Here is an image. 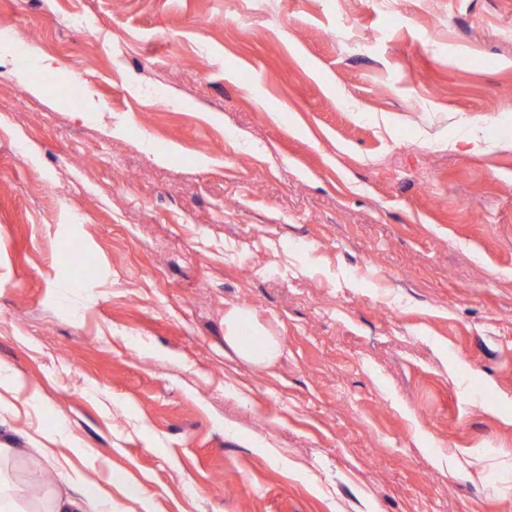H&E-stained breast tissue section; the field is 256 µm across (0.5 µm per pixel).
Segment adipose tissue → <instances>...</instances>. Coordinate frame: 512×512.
<instances>
[{
	"mask_svg": "<svg viewBox=\"0 0 512 512\" xmlns=\"http://www.w3.org/2000/svg\"><path fill=\"white\" fill-rule=\"evenodd\" d=\"M224 340L241 357L261 366L276 363L284 354L281 340L252 325L248 311L239 307L224 316Z\"/></svg>",
	"mask_w": 512,
	"mask_h": 512,
	"instance_id": "ef3b65f1",
	"label": "adipose tissue"
}]
</instances>
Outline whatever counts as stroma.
<instances>
[{"mask_svg": "<svg viewBox=\"0 0 512 512\" xmlns=\"http://www.w3.org/2000/svg\"><path fill=\"white\" fill-rule=\"evenodd\" d=\"M0 36L53 62L0 54L16 512L75 473L116 512H512V0H0ZM246 335L255 336L259 344L253 347L244 341ZM224 341L237 353L253 363L270 366L284 355V346L277 336L252 325L248 311L235 307L224 315Z\"/></svg>", "mask_w": 512, "mask_h": 512, "instance_id": "35a3bbf8", "label": "stroma"}]
</instances>
